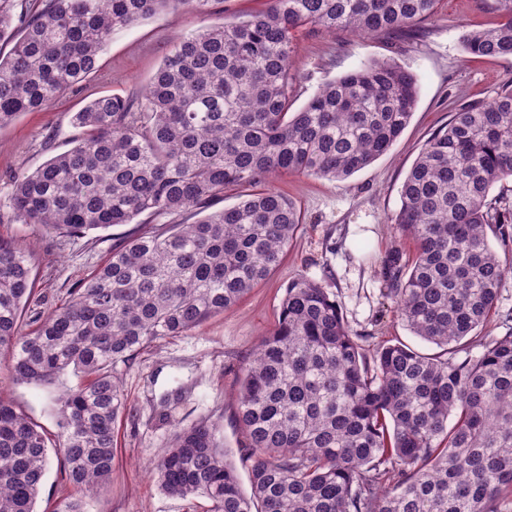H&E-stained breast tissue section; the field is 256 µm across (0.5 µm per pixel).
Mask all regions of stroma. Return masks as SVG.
<instances>
[{"label": "stroma", "instance_id": "stroma-1", "mask_svg": "<svg viewBox=\"0 0 512 512\" xmlns=\"http://www.w3.org/2000/svg\"><path fill=\"white\" fill-rule=\"evenodd\" d=\"M266 7V0H217L210 15L168 9L113 34L97 75L65 90L40 112H26L0 127V237L33 247L35 293L25 319L46 315L68 297L79 280L108 259L132 225L92 230L78 237L51 233L11 218L9 198L17 176L33 172L70 147L71 112L105 94L138 96L164 57L204 25L233 20ZM501 14L483 0H438L435 14L412 37L336 36L299 31L292 53L298 76L296 106H303L327 80L373 58L390 57L418 78L413 116L399 140L382 157L349 178L285 175L276 189L300 208L304 222L280 265L230 310L186 334L166 337L117 363L112 373L127 399L116 424L117 453L112 480L92 495L89 512H204L199 498L165 494L147 477V461L170 440L174 423L220 420L224 446L239 459L245 439L237 411L242 362L274 325L285 288L304 276L328 288L352 332L369 345L403 343L426 354L436 345L414 336L399 316L382 277L381 261L395 246L413 252L393 218L400 188L415 158L453 112L491 102L512 77V61L464 53L463 32L496 26ZM58 388V387H57ZM57 388L16 383L8 359L0 360V393L43 427L58 431Z\"/></svg>", "mask_w": 512, "mask_h": 512}]
</instances>
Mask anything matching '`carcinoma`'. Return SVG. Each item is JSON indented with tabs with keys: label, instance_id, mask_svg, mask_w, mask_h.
I'll return each instance as SVG.
<instances>
[{
	"label": "carcinoma",
	"instance_id": "1",
	"mask_svg": "<svg viewBox=\"0 0 512 512\" xmlns=\"http://www.w3.org/2000/svg\"><path fill=\"white\" fill-rule=\"evenodd\" d=\"M212 0H0V127L49 107L92 78L112 34L166 8ZM261 12L205 26L162 61L141 97L99 96L72 114V147L15 179L13 220L82 235L171 216L134 232L34 327L30 247L0 237V353L15 381L86 384L57 399L60 467L71 494L112 478L126 399L111 366L231 309L280 263L301 224L273 186L281 174L344 180L398 140L416 75L377 59L322 84L295 110V33H417L436 0H266ZM508 17L462 34L465 53L512 59ZM512 77L490 103L453 113L428 139L400 190L396 248L383 278L409 330L443 348L370 351L316 280H291L277 322L241 367L238 421L251 494L221 424H178L150 461L161 490L201 497L208 512H498L512 498V331L484 336L512 272ZM245 188L218 210L224 187ZM500 248H495L492 241ZM480 347L472 354L470 345ZM50 463L43 429L0 397V512H37Z\"/></svg>",
	"mask_w": 512,
	"mask_h": 512
}]
</instances>
